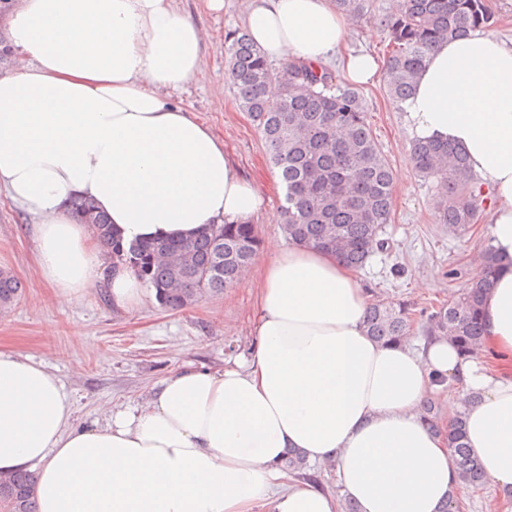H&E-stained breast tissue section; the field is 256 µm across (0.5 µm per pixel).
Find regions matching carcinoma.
<instances>
[{"instance_id":"1","label":"carcinoma","mask_w":512,"mask_h":512,"mask_svg":"<svg viewBox=\"0 0 512 512\" xmlns=\"http://www.w3.org/2000/svg\"><path fill=\"white\" fill-rule=\"evenodd\" d=\"M335 4L385 35L386 92L398 107L411 95L437 43L494 24L486 0H400L398 9L387 14L373 11L371 0H335ZM224 53L239 109L252 122L285 187L283 232L289 240L331 253L354 270L363 268L384 246L381 235L391 221L395 173L372 134L360 94L324 67L316 71L302 61H290L273 68L245 30L227 33ZM409 161L439 190L437 223L474 222L481 191L462 149L438 139L416 138ZM72 210L91 226L112 264L153 286L159 305L170 310L224 292L251 265L259 247L253 224H210L191 240L126 245L112 234V224L92 203L77 198ZM479 259L487 270V289L499 260L488 247ZM482 289L449 295L448 303L427 318L428 338L445 337L464 355L478 354L483 341ZM20 296L19 281L0 270V311ZM366 328L380 342L406 341L408 304L371 303ZM464 428L462 411L448 429V447L456 457L459 484L477 489L489 476L467 447ZM281 467L293 476H307V463L297 448L286 451ZM33 487L31 473L0 476V512H36Z\"/></svg>"}]
</instances>
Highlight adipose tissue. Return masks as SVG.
Segmentation results:
<instances>
[{
    "label": "adipose tissue",
    "mask_w": 512,
    "mask_h": 512,
    "mask_svg": "<svg viewBox=\"0 0 512 512\" xmlns=\"http://www.w3.org/2000/svg\"><path fill=\"white\" fill-rule=\"evenodd\" d=\"M243 24L270 61L337 62L369 82L379 64L343 54L352 19L333 0H249ZM13 63L0 72V191L35 219L41 277L60 302L104 280L116 308L146 286L108 264L71 202L91 201L125 243L190 239L209 224L282 212L174 92L200 71L208 33L177 0H16ZM404 110L410 133L462 149L487 199L500 259L483 295V354L368 336V296L334 255L268 247L248 358L172 372L138 408L76 424L42 362L0 351V473H36L37 512H438L462 495L444 428L422 417L442 384L448 415L512 512V41L476 31L429 53ZM479 401L465 406L471 393ZM336 465L340 494L280 467L287 449Z\"/></svg>",
    "instance_id": "adipose-tissue-1"
}]
</instances>
